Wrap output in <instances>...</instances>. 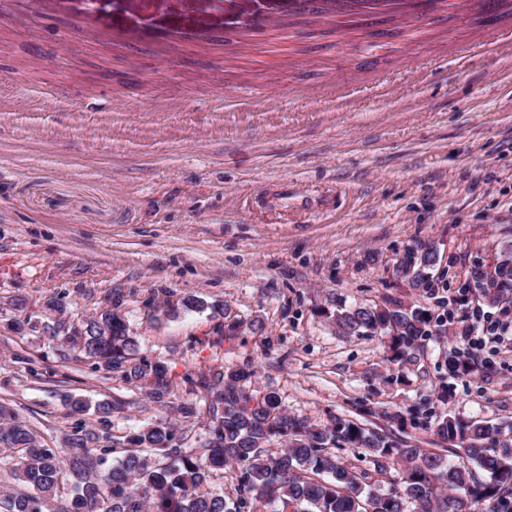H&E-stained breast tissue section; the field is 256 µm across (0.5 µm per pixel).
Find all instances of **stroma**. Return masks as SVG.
I'll list each match as a JSON object with an SVG mask.
<instances>
[{
	"instance_id": "obj_1",
	"label": "stroma",
	"mask_w": 512,
	"mask_h": 512,
	"mask_svg": "<svg viewBox=\"0 0 512 512\" xmlns=\"http://www.w3.org/2000/svg\"><path fill=\"white\" fill-rule=\"evenodd\" d=\"M490 30L456 68L453 46ZM417 242L439 256L424 290L397 270ZM510 245L512 0H0V401L51 447L77 425L70 395L121 402L114 441L165 417L199 447L211 417L175 406L229 367L312 426L441 454L437 418L512 426V342L473 373L446 361L481 303L468 272ZM54 294L74 323L120 298L169 406L12 328ZM189 295L205 309L159 312ZM393 300L456 334L398 366L321 314Z\"/></svg>"
}]
</instances>
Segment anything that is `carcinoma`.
Masks as SVG:
<instances>
[{"label":"carcinoma","instance_id":"cac0c4a2","mask_svg":"<svg viewBox=\"0 0 512 512\" xmlns=\"http://www.w3.org/2000/svg\"><path fill=\"white\" fill-rule=\"evenodd\" d=\"M495 273L477 264L467 285L482 289L487 304L512 300V246L501 249ZM438 253L425 244L409 247L401 265L416 288L431 284L430 270ZM44 309L53 315L45 325L49 336L78 347L95 369L121 373L127 382L148 381L150 397L167 404L169 378L164 361L137 359L138 342L130 336L123 315L105 309L82 321L86 335L64 319L62 298L51 296ZM346 335L379 336L386 359L410 361L417 342L442 330L443 324L420 306L394 300L384 306L356 305L329 312ZM477 356L466 347L448 351V370L472 372ZM249 369L232 367L201 377L205 390L199 405L177 406L191 418L202 407L212 417L209 438L198 448L175 442V427L160 419L128 437L133 449L111 462L114 449L101 444L104 435L82 425L65 439L64 448H50L38 434L0 404V471L10 477L0 489V512H236L251 501L274 505L273 512H512V440L499 443L501 427L446 416L438 434L460 448L467 463L423 448L407 447L387 434L349 419L336 418L315 428L289 416L279 395L270 391L249 405L245 385ZM283 448L270 452L273 439ZM361 448L374 457L379 475L402 466L400 485L381 493L374 477L357 472L328 451ZM237 466V501L230 507L220 494L202 490L211 473ZM70 487L71 496L62 494Z\"/></svg>","mask_w":512,"mask_h":512}]
</instances>
